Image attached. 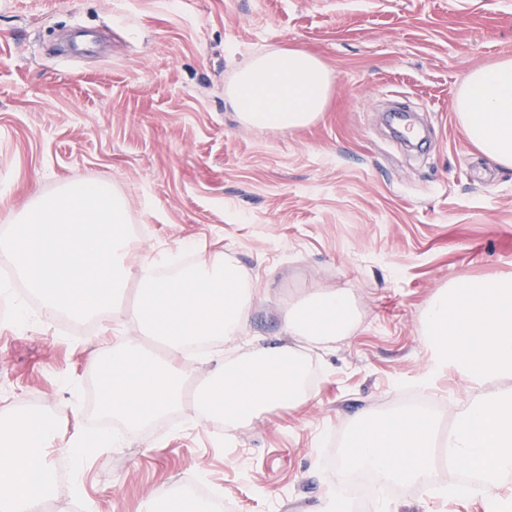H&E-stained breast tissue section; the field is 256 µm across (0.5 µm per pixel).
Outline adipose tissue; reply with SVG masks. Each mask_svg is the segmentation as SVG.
I'll return each instance as SVG.
<instances>
[{"label":"adipose tissue","mask_w":512,"mask_h":512,"mask_svg":"<svg viewBox=\"0 0 512 512\" xmlns=\"http://www.w3.org/2000/svg\"><path fill=\"white\" fill-rule=\"evenodd\" d=\"M332 76L303 49L291 47L254 58L226 92L239 119L251 126L295 130L324 111ZM455 112L469 141L498 164L512 167V59L470 72L460 88ZM352 298L341 290H314L281 311L286 335L324 341L349 332ZM426 334L434 346L432 374L452 370L492 383L512 377V276L494 281L459 278L429 305ZM434 420L410 408L386 424H376L358 440L351 459L336 465L337 479L367 468L380 482H420L430 467ZM448 458L479 477L464 498L482 512H512V496L502 495L512 476V405L477 399L465 405L444 439Z\"/></svg>","instance_id":"obj_1"}]
</instances>
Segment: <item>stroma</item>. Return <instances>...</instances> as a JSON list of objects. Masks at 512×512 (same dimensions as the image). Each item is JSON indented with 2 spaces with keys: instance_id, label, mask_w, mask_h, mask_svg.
Returning a JSON list of instances; mask_svg holds the SVG:
<instances>
[{
  "instance_id": "35a3bbf8",
  "label": "stroma",
  "mask_w": 512,
  "mask_h": 512,
  "mask_svg": "<svg viewBox=\"0 0 512 512\" xmlns=\"http://www.w3.org/2000/svg\"><path fill=\"white\" fill-rule=\"evenodd\" d=\"M301 47L331 71L311 126L243 124L224 92L254 56ZM512 57V0H0V231L33 195L108 183L140 227L141 253L177 242L221 250L262 298L238 361L289 343L283 303L314 289L353 299L357 320L325 347L303 344L308 400L230 427L185 398L169 420L118 424L121 446L84 463L66 497L87 512H143L158 489L169 512L185 477L235 512H318L367 419L429 405L447 433L469 400L512 394L429 377V303L460 276L512 275V168L481 154L455 112L468 73ZM137 279L127 289L136 291ZM123 297L116 333L63 335L57 318L0 321V414L61 412L62 439L92 422L91 355L139 331ZM372 498L368 512H477L449 499L458 473Z\"/></svg>"
}]
</instances>
